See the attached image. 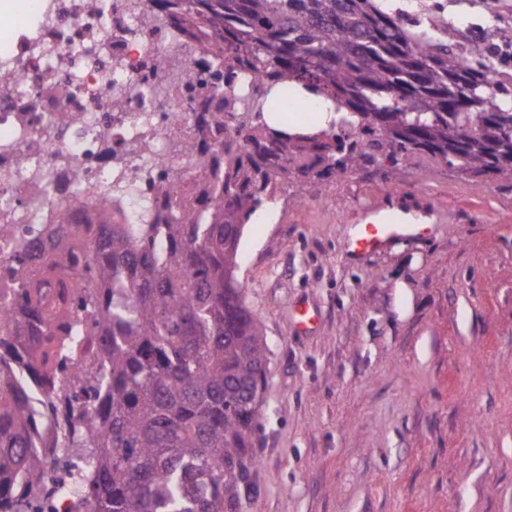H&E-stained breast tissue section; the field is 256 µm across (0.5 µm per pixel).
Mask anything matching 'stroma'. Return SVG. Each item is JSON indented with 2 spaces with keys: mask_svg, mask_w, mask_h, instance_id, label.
<instances>
[{
  "mask_svg": "<svg viewBox=\"0 0 512 512\" xmlns=\"http://www.w3.org/2000/svg\"><path fill=\"white\" fill-rule=\"evenodd\" d=\"M373 4L412 33L492 22L494 46L512 39V0ZM313 184L290 174L241 243L269 346L248 512H512V179L411 153L300 203ZM378 208L435 228L347 257Z\"/></svg>",
  "mask_w": 512,
  "mask_h": 512,
  "instance_id": "stroma-1",
  "label": "stroma"
}]
</instances>
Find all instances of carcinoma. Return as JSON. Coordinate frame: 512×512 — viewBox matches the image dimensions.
Wrapping results in <instances>:
<instances>
[{
  "instance_id": "obj_1",
  "label": "carcinoma",
  "mask_w": 512,
  "mask_h": 512,
  "mask_svg": "<svg viewBox=\"0 0 512 512\" xmlns=\"http://www.w3.org/2000/svg\"><path fill=\"white\" fill-rule=\"evenodd\" d=\"M182 37L208 56L215 73L200 78L194 102L208 113L200 140L223 126L222 72L252 69L270 95L257 121L236 128L253 170L224 151L201 178L198 213L179 181L159 195L180 202L163 224L112 225L110 367L96 374L85 430L68 434L78 470L55 492L88 497L95 512H247L255 494L253 433L265 386L268 346L237 278L244 228L273 177L293 169L325 180L412 152L474 174L512 177V82L488 90L485 48L462 63L436 29L410 36L369 0H163ZM332 101L337 118L321 136H293L263 122L283 112L282 85ZM71 245L55 242V266ZM0 499L31 512L45 496L55 462L25 448L23 408L0 399Z\"/></svg>"
}]
</instances>
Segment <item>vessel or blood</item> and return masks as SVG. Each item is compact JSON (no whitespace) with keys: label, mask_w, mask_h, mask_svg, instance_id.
Returning a JSON list of instances; mask_svg holds the SVG:
<instances>
[{"label":"vessel or blood","mask_w":512,"mask_h":512,"mask_svg":"<svg viewBox=\"0 0 512 512\" xmlns=\"http://www.w3.org/2000/svg\"><path fill=\"white\" fill-rule=\"evenodd\" d=\"M430 230V225L413 224L397 214L378 213L368 223L352 225L344 252L360 258L383 250L392 240L420 236Z\"/></svg>","instance_id":"vessel-or-blood-1"}]
</instances>
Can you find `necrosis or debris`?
<instances>
[{
    "instance_id": "4bbe7bcc",
    "label": "necrosis or debris",
    "mask_w": 512,
    "mask_h": 512,
    "mask_svg": "<svg viewBox=\"0 0 512 512\" xmlns=\"http://www.w3.org/2000/svg\"><path fill=\"white\" fill-rule=\"evenodd\" d=\"M0 36V390H12L30 422L33 446L57 461L59 438L77 413L81 374L109 361L111 331L86 299L102 298L94 269L107 257L112 225L153 224L167 212L159 179L191 181L221 157L227 134L192 146L201 113L193 86L209 62L177 41L148 0H21ZM226 126L262 97L264 78L230 75ZM67 224H59L60 213ZM74 248L49 276L58 234ZM38 285L49 318L30 300ZM76 333L50 387L38 381L36 352L50 336Z\"/></svg>"
}]
</instances>
